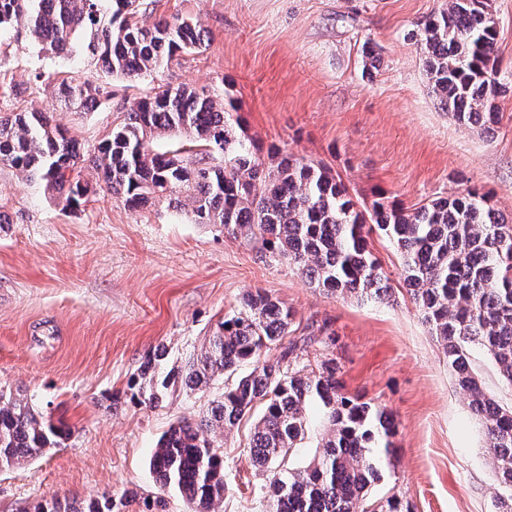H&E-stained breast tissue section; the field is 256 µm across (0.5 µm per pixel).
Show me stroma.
I'll return each mask as SVG.
<instances>
[{
    "label": "stroma",
    "mask_w": 512,
    "mask_h": 512,
    "mask_svg": "<svg viewBox=\"0 0 512 512\" xmlns=\"http://www.w3.org/2000/svg\"><path fill=\"white\" fill-rule=\"evenodd\" d=\"M149 20L193 17L201 51L181 55L156 80L112 82L91 112L61 110L46 76L98 82L81 51L40 52L23 28L0 31V110L52 113L92 157L123 107L153 82L231 96L246 135L321 162L352 197L410 207L469 187L512 219V0H490L499 77L494 132L455 122L432 93L411 33L445 0H148ZM377 68L365 67L364 43ZM0 387L31 397L44 421L66 428L62 447L0 468V512L56 498L125 499V512H188L179 492L150 468L172 423L199 421L224 392V376L159 406L134 402L129 382L142 358L165 366L199 353L242 295L261 289L291 307L294 336L317 367L336 356L345 392L395 420V464L372 487L410 512H495L496 476L483 430L454 388L448 361L403 289L400 259L385 237L370 247L396 290L393 302L324 294L259 244L196 224L165 202L128 208L107 189L65 209L38 181L0 166ZM249 422L221 438L223 512H269L270 475L249 462Z\"/></svg>",
    "instance_id": "1"
}]
</instances>
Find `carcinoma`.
Segmentation results:
<instances>
[{
    "label": "carcinoma",
    "instance_id": "1",
    "mask_svg": "<svg viewBox=\"0 0 512 512\" xmlns=\"http://www.w3.org/2000/svg\"><path fill=\"white\" fill-rule=\"evenodd\" d=\"M139 0H0V28L21 26L45 51L82 53L107 77L154 78L178 54L202 48L197 19L138 18ZM498 31L488 0H448L418 24L413 37L423 54L432 92L454 120L491 131L495 101L504 92L495 55ZM60 107L95 110L112 99L110 83L74 76L47 78ZM234 99L160 84L125 109L89 162L131 209L152 201L185 209L196 224H220L246 241L261 242L309 283L330 295L384 301L394 288L369 248L370 234L386 236L401 259L405 291L442 346L456 388L481 421L498 488V512H512V408L500 405L471 366L475 349L512 387V224L497 216L475 189L417 207L380 198L361 208L342 179L322 163L286 152L261 155L249 137L235 134ZM179 132L189 147L159 152L156 138ZM85 159L76 140L47 112L0 111V165L26 181H43L65 208L85 204L93 186L81 179ZM294 313L257 290L220 323L200 356L163 371L165 353L148 354L129 383L131 399L157 405L170 391H191L217 374H233L266 350L281 349L225 387L209 416L182 421L160 438L151 459L160 486H175L190 512H220L224 455L205 433H229L260 409L249 443L254 466L270 469V512H403L396 495H371L381 478L378 450L394 456L392 416L343 392L336 359L308 369L295 357ZM324 408L326 430L317 452L285 468L308 431V405ZM46 426L27 398L0 390V467L21 464L67 439ZM126 502L51 505L30 512H122Z\"/></svg>",
    "mask_w": 512,
    "mask_h": 512
}]
</instances>
